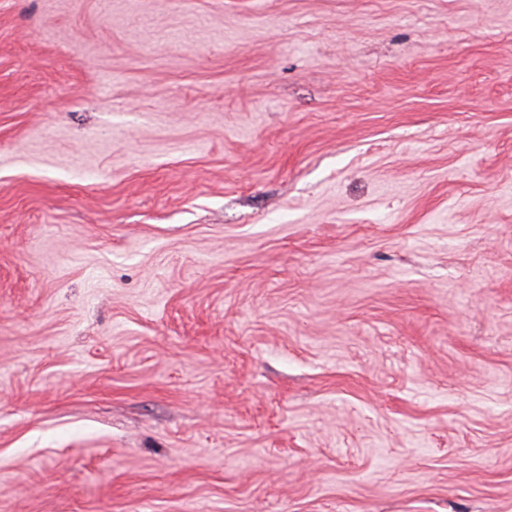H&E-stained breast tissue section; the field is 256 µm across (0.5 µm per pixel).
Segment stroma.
Segmentation results:
<instances>
[{
    "mask_svg": "<svg viewBox=\"0 0 512 512\" xmlns=\"http://www.w3.org/2000/svg\"><path fill=\"white\" fill-rule=\"evenodd\" d=\"M0 512H512V0H0Z\"/></svg>",
    "mask_w": 512,
    "mask_h": 512,
    "instance_id": "35a3bbf8",
    "label": "stroma"
}]
</instances>
